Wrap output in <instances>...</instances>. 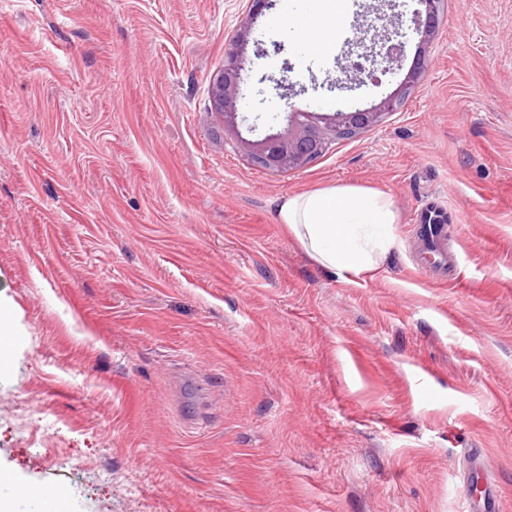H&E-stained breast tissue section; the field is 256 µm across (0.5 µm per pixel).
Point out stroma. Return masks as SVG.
<instances>
[{
    "mask_svg": "<svg viewBox=\"0 0 512 512\" xmlns=\"http://www.w3.org/2000/svg\"><path fill=\"white\" fill-rule=\"evenodd\" d=\"M261 18L248 116L380 103ZM246 0H0V501L58 512H512V0H445L404 104L307 168H255L209 102ZM389 197L374 273L321 269L281 197ZM442 205L444 257L416 225ZM470 479H476V485L484 486L479 496H471L467 500L466 512H496L497 501L491 494L489 483V470L486 461L477 457L470 464Z\"/></svg>",
    "mask_w": 512,
    "mask_h": 512,
    "instance_id": "1",
    "label": "stroma"
}]
</instances>
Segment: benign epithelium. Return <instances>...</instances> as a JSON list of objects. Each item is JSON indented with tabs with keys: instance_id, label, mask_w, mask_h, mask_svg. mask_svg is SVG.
Returning a JSON list of instances; mask_svg holds the SVG:
<instances>
[{
	"instance_id": "obj_1",
	"label": "benign epithelium",
	"mask_w": 512,
	"mask_h": 512,
	"mask_svg": "<svg viewBox=\"0 0 512 512\" xmlns=\"http://www.w3.org/2000/svg\"><path fill=\"white\" fill-rule=\"evenodd\" d=\"M250 7L242 17L230 47L225 53L224 69L210 82V101L214 111L224 116V131L234 137L238 147L251 164L269 172H290L303 169L321 156L329 143L336 139H351L363 130L376 125L393 108L402 95L420 80L427 66L424 50H418L416 62L410 67L396 92L379 104L351 112L316 113L293 112L286 100L280 108L285 114L283 129L265 134L258 139L243 136L241 126L249 133L256 126L247 124L248 117L240 114L246 82V46L258 19L273 6V0H248ZM419 8L413 11V23L420 34L421 45L433 39L441 20L444 0H417ZM356 48V61L343 68L345 81L362 87L375 85V72L400 70L406 57V42L397 30L376 33L374 24L359 28V35L351 41Z\"/></svg>"
}]
</instances>
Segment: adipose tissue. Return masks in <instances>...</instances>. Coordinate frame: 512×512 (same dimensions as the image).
<instances>
[{
  "label": "adipose tissue",
  "instance_id": "1",
  "mask_svg": "<svg viewBox=\"0 0 512 512\" xmlns=\"http://www.w3.org/2000/svg\"><path fill=\"white\" fill-rule=\"evenodd\" d=\"M302 32L318 55L333 54L329 33L341 15L338 0H317ZM278 216L324 270L361 277L374 272L392 246L395 214L380 193L333 187L283 198Z\"/></svg>",
  "mask_w": 512,
  "mask_h": 512
}]
</instances>
